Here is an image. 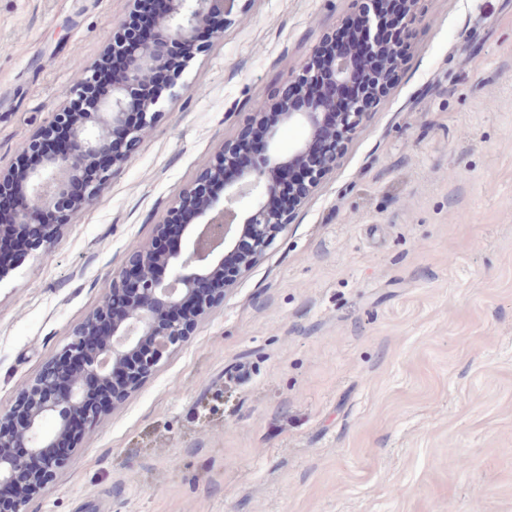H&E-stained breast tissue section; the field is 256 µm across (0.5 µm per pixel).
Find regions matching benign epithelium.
<instances>
[{"label":"benign epithelium","instance_id":"7a95c632","mask_svg":"<svg viewBox=\"0 0 512 512\" xmlns=\"http://www.w3.org/2000/svg\"><path fill=\"white\" fill-rule=\"evenodd\" d=\"M227 0H161L159 16L144 41L125 58L123 73L114 78L112 92L97 110L79 116L62 106L51 121L28 140L25 151L44 152L41 164L17 186L13 172L0 171V197L17 194L8 217L0 214V238L32 240V248L51 252L61 228L81 205L70 199L72 187L86 168L94 166L99 179L87 187L93 198L103 193L112 175L128 160L130 151L116 152L115 133L124 129L133 111L143 126L158 115L161 98L145 88L167 64L169 47L189 52L205 30L210 40L224 35ZM345 17L359 29L345 38L343 51L321 70L302 66L292 86L313 87L328 82L335 93L317 90L300 109L279 98L265 101L251 113L258 124L270 112L279 113L275 125L263 127L266 147L247 167L228 172L241 145L237 138L224 144L196 182L180 193L155 226L151 238L130 251L112 268L100 304L77 324L70 341L58 350L41 372L0 412V488L14 493L12 512H25L29 501L82 448L103 417L150 377L170 353L193 334L215 306L224 302L239 279L248 274L273 245L301 205L339 164L342 146L370 109L364 95L350 94L336 108V94L351 85L362 69L385 67L390 49L375 39L382 13L381 0H354ZM301 127L304 137L288 152L280 147L283 129ZM288 176L291 202L283 209L270 206L283 191ZM214 179L224 194H205ZM173 235L180 247L169 252L159 242ZM105 389L106 408L91 402L87 381ZM65 446L61 456L32 469L13 449L37 454L43 448Z\"/></svg>","mask_w":512,"mask_h":512}]
</instances>
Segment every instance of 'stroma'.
<instances>
[{"label":"stroma","instance_id":"obj_1","mask_svg":"<svg viewBox=\"0 0 512 512\" xmlns=\"http://www.w3.org/2000/svg\"><path fill=\"white\" fill-rule=\"evenodd\" d=\"M348 8L235 0L106 191L0 280V411ZM130 9L0 0V167ZM417 11L336 170L28 512H512V0Z\"/></svg>","mask_w":512,"mask_h":512}]
</instances>
